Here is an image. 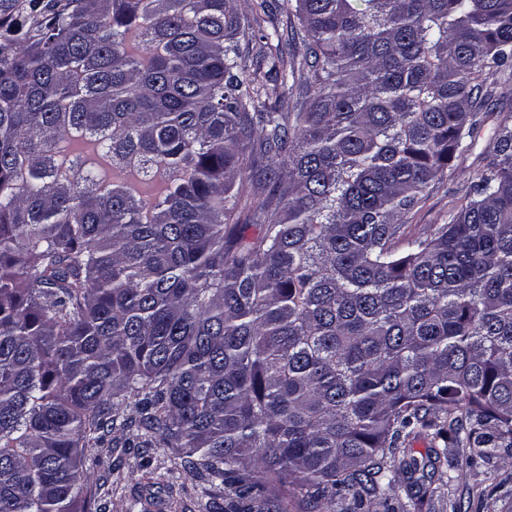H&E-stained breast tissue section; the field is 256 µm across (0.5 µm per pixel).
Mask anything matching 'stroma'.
<instances>
[{
    "instance_id": "1",
    "label": "stroma",
    "mask_w": 512,
    "mask_h": 512,
    "mask_svg": "<svg viewBox=\"0 0 512 512\" xmlns=\"http://www.w3.org/2000/svg\"><path fill=\"white\" fill-rule=\"evenodd\" d=\"M492 90L494 111L482 115L472 148L456 154L441 181L410 215L408 233L447 223L481 172L495 127L504 121L512 124V74L496 75ZM141 434L134 426L114 428L102 445L85 453L86 492L105 503V512H224L222 488L182 469L171 449L140 447ZM448 454L463 462L467 472L454 486L452 498L440 497L427 483L420 490H410L407 475L400 470L395 484L371 497L361 512H391L400 502L407 504L409 512H512L511 494L498 493L488 502L483 499L491 487L512 473L511 467L499 458L489 463L469 462L465 448L449 449Z\"/></svg>"
}]
</instances>
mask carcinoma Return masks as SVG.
<instances>
[{"mask_svg": "<svg viewBox=\"0 0 512 512\" xmlns=\"http://www.w3.org/2000/svg\"><path fill=\"white\" fill-rule=\"evenodd\" d=\"M64 0L0 42V512H88L116 426L226 512H334L430 437L438 488L512 450V126L446 224L403 219L512 68V0ZM250 173L262 192L235 190ZM260 232L252 240L241 213ZM281 0H270V5L272 7L273 16L275 18L276 24L278 25L280 32H283L284 37L288 41V61L293 59L296 63V66H300L301 62H303L305 54H306V44L303 42V33L300 30V25L296 17L292 15H288V12L282 10L279 6V2ZM258 52V44L251 40V37L247 35L245 37H241L239 53L241 56V63L244 70L242 72V77L244 79H249L252 76L253 71L258 68L259 64L262 72L266 71L271 65L268 60L261 61L257 56ZM260 62V63H259ZM303 72V84L306 86L304 78H308V82H310V86L308 85V94L304 98L299 97L297 92H294L293 95L287 92L286 94H282V88H280L279 84L274 81L266 82L264 90H262V100L266 101L267 106L272 108L273 112H300L301 109H305L306 106H308V103L315 94L316 88L311 74H309L307 70Z\"/></svg>", "mask_w": 512, "mask_h": 512, "instance_id": "1", "label": "carcinoma"}]
</instances>
